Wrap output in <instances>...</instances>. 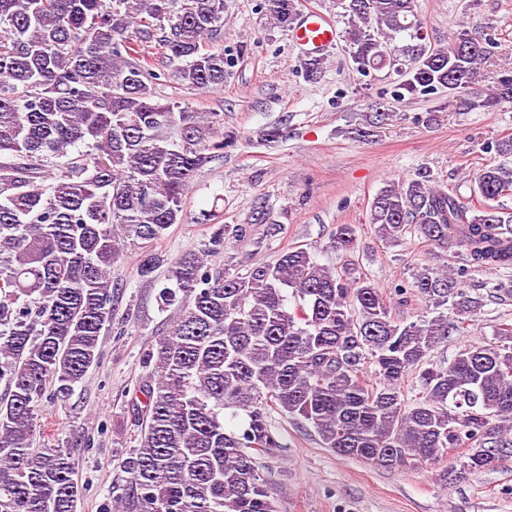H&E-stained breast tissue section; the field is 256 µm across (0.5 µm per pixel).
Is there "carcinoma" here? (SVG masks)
Here are the masks:
<instances>
[{
  "label": "carcinoma",
  "mask_w": 512,
  "mask_h": 512,
  "mask_svg": "<svg viewBox=\"0 0 512 512\" xmlns=\"http://www.w3.org/2000/svg\"><path fill=\"white\" fill-rule=\"evenodd\" d=\"M341 5L354 70L404 58L398 99L446 91L473 109L512 102V73L479 87L491 39L462 28L430 50L414 0ZM265 6L288 30L301 0ZM402 33L410 44L386 53ZM223 38L224 0H0V512H76L71 452L31 448L37 411L66 400L99 360L118 305L112 263L140 245L137 275L152 279L164 259L149 247L182 223L190 184L234 141L221 133L224 113L155 91L176 62L188 88L223 87L228 61L212 47ZM392 116H365L354 137ZM471 187L480 208L426 169L376 194L370 223L382 241L398 246L414 231L463 261L420 266L391 297L300 246L243 273L213 271L195 252L172 261L159 309L175 314L142 355L138 445L113 512H278L258 464L283 447L273 412L375 468L440 463L461 448L442 474L453 481L512 457V323L446 366L429 360L484 306L468 272L512 268V212L492 205L512 193V166H484ZM242 235L225 224L212 249ZM356 243L354 225H336L333 249ZM416 298L438 315H393ZM412 372L421 396L409 401Z\"/></svg>",
  "instance_id": "cac0c4a2"
}]
</instances>
